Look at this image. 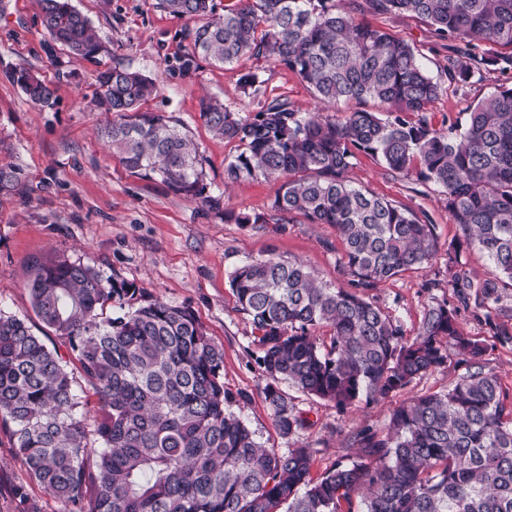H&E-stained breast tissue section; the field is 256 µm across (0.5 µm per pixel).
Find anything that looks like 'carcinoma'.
Wrapping results in <instances>:
<instances>
[{
	"label": "carcinoma",
	"mask_w": 512,
	"mask_h": 512,
	"mask_svg": "<svg viewBox=\"0 0 512 512\" xmlns=\"http://www.w3.org/2000/svg\"><path fill=\"white\" fill-rule=\"evenodd\" d=\"M50 42L94 59L105 51L70 0H38ZM166 12L199 20L182 32L185 72L200 62L232 65L268 58L296 74L318 108L303 112L279 97L251 118L204 99L200 118L244 147L228 159L225 182L262 176L277 184L272 220L332 224L342 264L369 289L429 265L440 251L434 226L411 209L371 195L348 179L356 153L439 188L463 233L448 248L450 285L486 310L512 288V0H158ZM409 14L448 55L432 74L420 51L362 16ZM496 71L504 82L474 104L465 126L434 128L426 107ZM13 81L50 108L56 89L27 69ZM156 81L116 63L99 72L96 98L112 122L102 136L132 172L160 177L169 190L217 214L222 194L205 183L203 158L183 125L142 102ZM373 101L378 110L366 107ZM344 104L343 118L325 115ZM23 170L0 164V198ZM487 260L475 282L463 247ZM42 327L67 344L48 347L27 317L0 311V425L29 477L56 512H512V409L485 348L465 336L445 301L428 306L412 338L380 307L317 281L301 262L247 261L231 274L240 310L262 335V389L279 434L306 420L281 389L335 403L387 398L448 363V344L468 373L451 388L398 407L386 432L356 436L357 460L311 478L314 450L268 448L231 406L224 350L187 306L146 293L119 317L112 299L137 289L105 279L65 256L36 260L26 273ZM330 328L329 341L315 335Z\"/></svg>",
	"instance_id": "1"
}]
</instances>
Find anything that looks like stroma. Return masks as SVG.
I'll return each mask as SVG.
<instances>
[{"label": "stroma", "instance_id": "stroma-1", "mask_svg": "<svg viewBox=\"0 0 512 512\" xmlns=\"http://www.w3.org/2000/svg\"><path fill=\"white\" fill-rule=\"evenodd\" d=\"M71 3L106 41L109 55L80 60L60 46L46 53L48 35L40 24L38 0H0V163L19 165L24 174L19 191L0 201V310L30 314L24 285L27 269L34 259L58 255L168 303L190 307L208 336L224 349V387L238 396L249 427L266 446L280 452L300 440L309 443L315 451V478L336 463L355 459L354 432L366 427L386 430L398 407L415 396L449 388L467 373L463 356L452 348L444 367L392 396L361 401L342 412L332 402L287 388L289 400L310 426L301 439L281 437L262 394L267 377L257 363V333L237 307L230 275L244 261L273 258L303 262L319 281L334 287L353 289L354 278L340 262L342 243L333 225L235 223L239 213L269 215L275 185L260 177L225 185V161L240 148L209 131L200 117V99L218 98L242 108L249 117L258 102L267 99L281 97L310 110L313 97L295 74L263 58H244L224 68L206 64L183 74L177 58L186 43L179 34L191 21L157 9L155 0ZM365 21L413 43L427 66H434L445 53L416 18L369 14ZM117 61L157 80L160 93L142 108L189 127L205 160L206 183L224 195L223 214L175 196L160 180L131 173L99 136L107 116L95 105L96 76ZM16 68L29 69L52 83L56 105L43 109L29 101L9 75ZM248 69L258 71L262 83L247 96L237 81ZM496 83L492 72L465 93L440 96L428 107L432 124L439 128L449 119L465 123L468 106L487 97ZM348 176L375 196L427 214L442 248L430 265L365 290L363 298L399 319L410 334L432 302L455 307L464 335L484 346V364L497 374L505 402L511 405L512 342L495 336L493 327L499 324L512 333V313L490 324L459 306L449 284L445 249L460 240L462 232L438 187L414 173H389L379 159L365 153L357 154ZM19 485L26 487L27 501L15 498L13 490ZM33 502L40 512L56 510L53 499L30 480L8 431L0 427V512H27Z\"/></svg>", "mask_w": 512, "mask_h": 512}]
</instances>
